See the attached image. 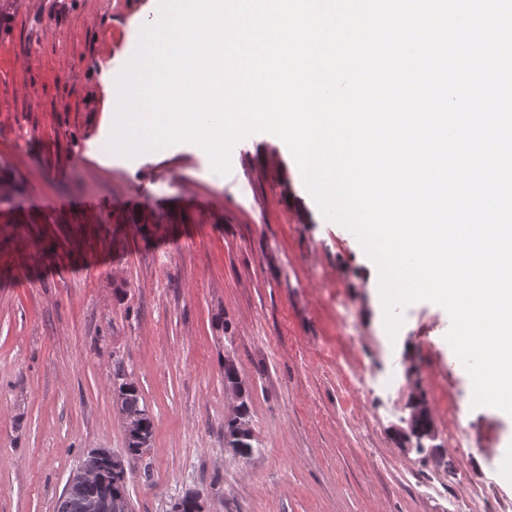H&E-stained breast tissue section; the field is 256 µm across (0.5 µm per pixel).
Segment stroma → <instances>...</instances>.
Returning <instances> with one entry per match:
<instances>
[{
  "label": "stroma",
  "mask_w": 512,
  "mask_h": 512,
  "mask_svg": "<svg viewBox=\"0 0 512 512\" xmlns=\"http://www.w3.org/2000/svg\"><path fill=\"white\" fill-rule=\"evenodd\" d=\"M149 4L0 0V167L19 189L0 205V512H56L83 453L124 454L118 366L153 423L132 512L189 490L210 512H449L473 475L489 512H512L489 464L512 420L473 407L446 311L411 304L389 339L372 260L283 141L237 142L226 176L190 143L93 159L103 74L134 56ZM228 361L249 395L245 458L224 446ZM347 363L369 391L350 390ZM418 398L435 433L419 444L403 439Z\"/></svg>",
  "instance_id": "obj_1"
}]
</instances>
